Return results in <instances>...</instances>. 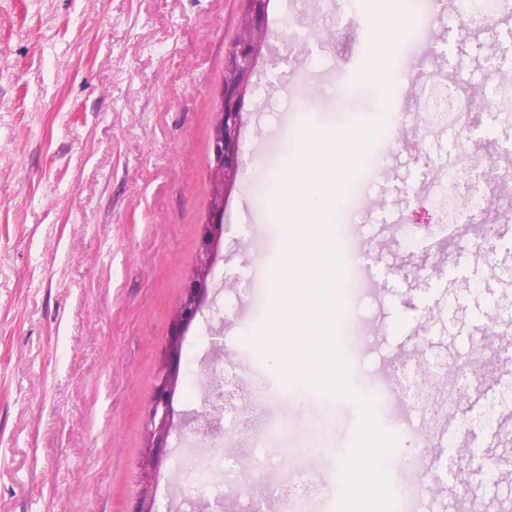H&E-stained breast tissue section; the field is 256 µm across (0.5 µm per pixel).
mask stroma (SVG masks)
I'll use <instances>...</instances> for the list:
<instances>
[{
    "mask_svg": "<svg viewBox=\"0 0 512 512\" xmlns=\"http://www.w3.org/2000/svg\"><path fill=\"white\" fill-rule=\"evenodd\" d=\"M381 18L384 0H321L317 15L270 0V49L256 66L240 133L242 167L224 209L213 290L186 335L176 415L199 410L202 366L216 342L236 352L245 392L287 418L292 438L320 434L336 448L374 436L395 456L397 431L378 427L367 399L311 386L306 324L291 354L303 369L271 368L257 344L271 315L283 244L279 182L311 132L372 138L382 100L406 99L439 69L493 88L485 34L461 33L432 9L425 40L385 77L363 69L355 14ZM246 0H0V512H132L151 482L156 512H179L191 436L174 424L162 463L144 477L153 383L173 313L196 262L210 196V136L229 51ZM366 90L347 115L336 86ZM421 145L390 132L380 170L358 202L351 249L363 309L355 335L375 339L368 380L431 338L436 360L467 355L486 333L512 334V222L491 234H433L436 196L460 152L512 151V114L478 101L466 120L421 129ZM439 268L430 276V268ZM449 428L479 454L437 456L434 512L463 498L492 502L483 462L512 476V369Z\"/></svg>",
    "mask_w": 512,
    "mask_h": 512,
    "instance_id": "1",
    "label": "stroma"
}]
</instances>
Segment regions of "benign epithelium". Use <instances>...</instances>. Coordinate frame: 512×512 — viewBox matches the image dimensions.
<instances>
[{"instance_id":"obj_1","label":"benign epithelium","mask_w":512,"mask_h":512,"mask_svg":"<svg viewBox=\"0 0 512 512\" xmlns=\"http://www.w3.org/2000/svg\"><path fill=\"white\" fill-rule=\"evenodd\" d=\"M267 7L268 0H247L242 32L224 74L220 106L215 112L211 133L209 210L202 224L195 267L174 312L173 330L167 346L168 359L154 385L147 447L150 448L155 465L160 461V451L166 447L173 427L172 400L179 383L183 336L202 311L213 288L212 269L222 237L226 195L241 168L239 135L243 124L244 100L268 38L265 23ZM224 410V396L216 385L211 389V402L204 404L200 411L183 418L182 423L194 435L217 437L222 431Z\"/></svg>"}]
</instances>
